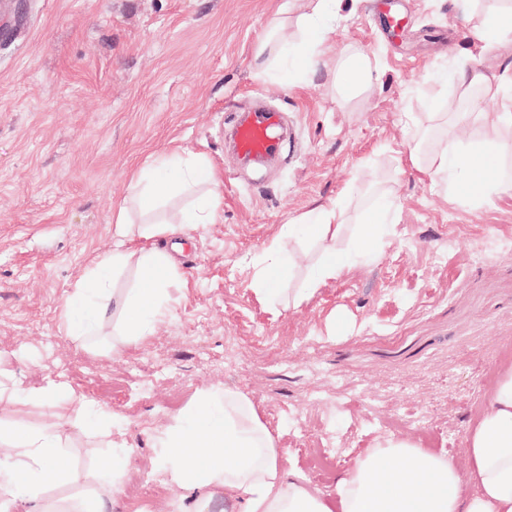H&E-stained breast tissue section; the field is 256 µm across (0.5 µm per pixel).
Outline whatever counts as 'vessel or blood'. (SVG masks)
Returning <instances> with one entry per match:
<instances>
[{
    "label": "vessel or blood",
    "mask_w": 512,
    "mask_h": 512,
    "mask_svg": "<svg viewBox=\"0 0 512 512\" xmlns=\"http://www.w3.org/2000/svg\"><path fill=\"white\" fill-rule=\"evenodd\" d=\"M235 148L242 158L250 161L279 155L282 149L280 113L256 111L236 119Z\"/></svg>",
    "instance_id": "b4317fda"
}]
</instances>
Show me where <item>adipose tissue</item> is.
I'll return each instance as SVG.
<instances>
[{
  "instance_id": "obj_1",
  "label": "adipose tissue",
  "mask_w": 512,
  "mask_h": 512,
  "mask_svg": "<svg viewBox=\"0 0 512 512\" xmlns=\"http://www.w3.org/2000/svg\"><path fill=\"white\" fill-rule=\"evenodd\" d=\"M301 26L305 38L291 57L293 66L310 75L317 57L348 16L346 0H311ZM339 92L349 98L371 81L370 59L359 49L345 50L338 65ZM463 101L472 96L490 102L489 112H451L443 126L448 145L432 150L428 160L411 153L413 167L427 174L447 195L470 191L472 204L480 206L502 196H512V73L489 76L473 65L453 74ZM470 121L477 133L463 143L462 121ZM148 187L142 199H154L171 188L206 183L210 190L181 221L212 224L220 213V200L212 192L217 175L209 166L183 164L162 156L137 175ZM360 226L347 248H337L347 223V205L338 200L329 207L311 209L282 225L264 250V262L254 273L255 294L266 300L276 293L294 261L287 241L304 238L322 251L308 269L307 285L288 292V300L300 305L322 285L347 278L366 261L378 258L396 233L398 210L390 200L363 210ZM119 244L105 254L76 282L64 308L61 327L65 335L88 350L101 352L102 326L119 319L118 344L126 345L150 335L154 323L170 312L177 272L170 254L155 249L132 251L134 239L173 234L170 222L131 224L126 208L115 218ZM138 267V284L130 292H116V275L129 265ZM47 403L54 420L24 425L11 412ZM95 423L89 432L111 449L112 416L76 395L66 383L37 390L0 389V445L9 447L0 457V512H111L112 497L121 484V457L112 451L99 458L93 470L82 472L70 464L71 439L63 429L72 423ZM156 465L171 484L202 491L192 512H208L216 494L239 506L240 512H512V367L500 371L488 408L468 436V467L459 472L441 453L411 441L389 437L376 443L336 483V501L300 480L286 465L280 448L252 405L233 390H205L175 414L157 437Z\"/></svg>"
}]
</instances>
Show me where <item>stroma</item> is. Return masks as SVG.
I'll return each instance as SVG.
<instances>
[{
  "label": "stroma",
  "instance_id": "obj_1",
  "mask_svg": "<svg viewBox=\"0 0 512 512\" xmlns=\"http://www.w3.org/2000/svg\"><path fill=\"white\" fill-rule=\"evenodd\" d=\"M502 0H351L352 17L310 81L250 63L270 27L301 37L307 0H0V370L24 388L67 382L112 415L125 449L112 512H181L184 490L158 469L156 435L201 391L240 392L325 498L389 436L444 452L466 470V435L512 363V250L479 259L489 236L512 237V200L473 207L438 195L408 160L405 113L428 121L456 92L449 75L487 74L512 51L470 37ZM375 69L342 102L346 47ZM263 105L290 132L279 161L243 165L225 145L235 113ZM192 156L219 173L213 224H181L189 199L157 213L174 235L180 275L171 314L150 336L96 355L60 318L73 284L116 243L126 205L144 223L131 176L159 156ZM390 193L392 243L299 307H263L250 259L282 224L349 194V216ZM342 316L347 331H331ZM151 484H143V476Z\"/></svg>",
  "mask_w": 512,
  "mask_h": 512
}]
</instances>
